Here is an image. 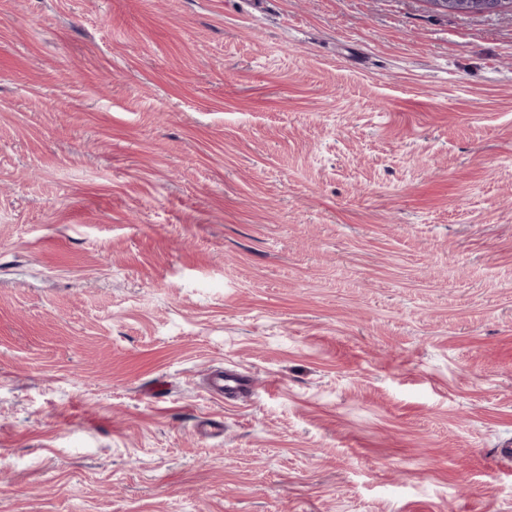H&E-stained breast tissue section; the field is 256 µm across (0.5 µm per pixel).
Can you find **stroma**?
Wrapping results in <instances>:
<instances>
[{
	"label": "stroma",
	"instance_id": "stroma-1",
	"mask_svg": "<svg viewBox=\"0 0 512 512\" xmlns=\"http://www.w3.org/2000/svg\"><path fill=\"white\" fill-rule=\"evenodd\" d=\"M510 440L512 8L0 0V512H512Z\"/></svg>",
	"mask_w": 512,
	"mask_h": 512
}]
</instances>
